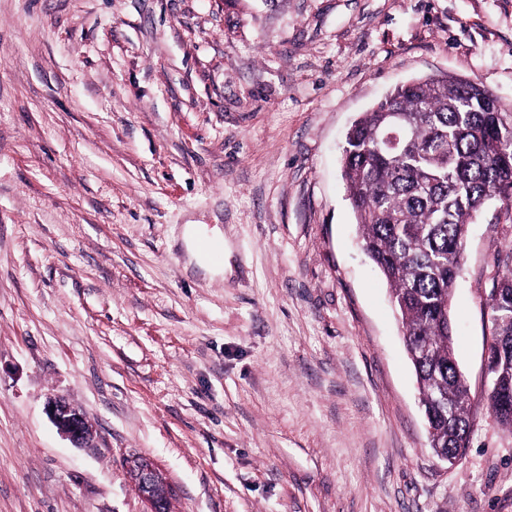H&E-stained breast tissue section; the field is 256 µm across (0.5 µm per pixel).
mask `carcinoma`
I'll return each instance as SVG.
<instances>
[{
    "label": "carcinoma",
    "instance_id": "1",
    "mask_svg": "<svg viewBox=\"0 0 512 512\" xmlns=\"http://www.w3.org/2000/svg\"><path fill=\"white\" fill-rule=\"evenodd\" d=\"M362 247L401 315L430 447L465 453L468 391L457 375L450 307L469 224L491 200L512 219V113L476 83L435 77L398 87L351 125L342 155ZM489 303L496 384L512 393V246L497 254ZM512 431V406H498Z\"/></svg>",
    "mask_w": 512,
    "mask_h": 512
}]
</instances>
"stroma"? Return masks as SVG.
I'll use <instances>...</instances> for the list:
<instances>
[{
    "label": "stroma",
    "instance_id": "35a3bbf8",
    "mask_svg": "<svg viewBox=\"0 0 512 512\" xmlns=\"http://www.w3.org/2000/svg\"><path fill=\"white\" fill-rule=\"evenodd\" d=\"M436 74L512 112V0H0V512H144L133 455L173 512H512L484 362L512 223L470 226L449 465L341 176L359 114ZM46 409L53 423L73 445L81 447L90 441L92 429L82 413L65 399L58 396L49 397ZM128 474L139 494L147 504L146 512H171L161 511V505L171 502V487L166 477L146 460L139 456H131L126 460ZM163 486V499L157 495V488Z\"/></svg>",
    "mask_w": 512,
    "mask_h": 512
}]
</instances>
